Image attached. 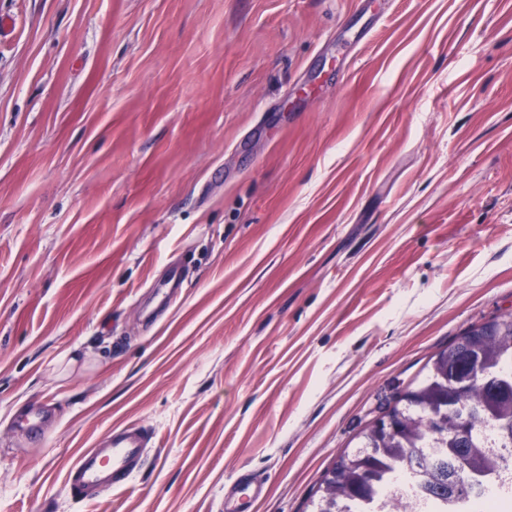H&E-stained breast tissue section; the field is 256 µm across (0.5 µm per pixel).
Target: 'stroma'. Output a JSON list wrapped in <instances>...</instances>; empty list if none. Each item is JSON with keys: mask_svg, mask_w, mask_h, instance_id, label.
I'll use <instances>...</instances> for the list:
<instances>
[{"mask_svg": "<svg viewBox=\"0 0 512 512\" xmlns=\"http://www.w3.org/2000/svg\"><path fill=\"white\" fill-rule=\"evenodd\" d=\"M510 312L512 0H0V512H308ZM108 450L93 448L82 453L68 471L67 483L76 497L91 490L110 491L129 486L147 454L143 435L126 425L112 428ZM240 499L236 501H224V512H254L263 498L264 488L262 485H255L249 481L240 479Z\"/></svg>", "mask_w": 512, "mask_h": 512, "instance_id": "35a3bbf8", "label": "stroma"}]
</instances>
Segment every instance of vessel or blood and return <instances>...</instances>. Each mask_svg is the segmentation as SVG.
I'll return each instance as SVG.
<instances>
[{
  "label": "vessel or blood",
  "instance_id": "obj_1",
  "mask_svg": "<svg viewBox=\"0 0 512 512\" xmlns=\"http://www.w3.org/2000/svg\"><path fill=\"white\" fill-rule=\"evenodd\" d=\"M146 454L143 435L125 425L115 426L107 450L91 449L73 462L67 476L69 490L72 495L83 498L92 490L126 488ZM240 486L241 498L225 502L224 512H256L263 497V486L246 480L241 481Z\"/></svg>",
  "mask_w": 512,
  "mask_h": 512
}]
</instances>
